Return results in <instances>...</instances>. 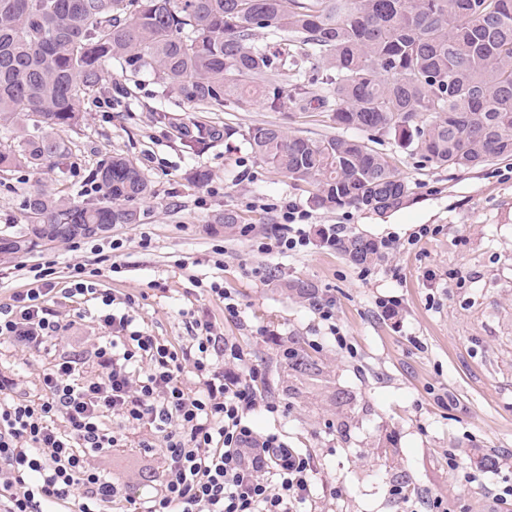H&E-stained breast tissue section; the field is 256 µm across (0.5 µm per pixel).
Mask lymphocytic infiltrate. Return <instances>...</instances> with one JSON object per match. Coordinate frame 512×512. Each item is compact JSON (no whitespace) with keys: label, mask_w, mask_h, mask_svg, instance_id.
<instances>
[{"label":"lymphocytic infiltrate","mask_w":512,"mask_h":512,"mask_svg":"<svg viewBox=\"0 0 512 512\" xmlns=\"http://www.w3.org/2000/svg\"><path fill=\"white\" fill-rule=\"evenodd\" d=\"M279 212L259 252L335 248L341 228H313L290 200ZM33 270L29 288L0 303V343L54 361L32 397L0 374V512H301L311 501L312 458L256 430L254 414L279 407L215 322L195 319L192 345L180 346L137 318V296L115 302L100 269L62 271L48 260ZM62 301L73 304L71 319L60 317ZM85 319L100 336L79 351L65 346V332ZM130 444L147 461L139 484L96 463Z\"/></svg>","instance_id":"lymphocytic-infiltrate-1"}]
</instances>
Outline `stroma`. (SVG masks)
I'll return each instance as SVG.
<instances>
[{
  "label": "stroma",
  "instance_id": "stroma-1",
  "mask_svg": "<svg viewBox=\"0 0 512 512\" xmlns=\"http://www.w3.org/2000/svg\"><path fill=\"white\" fill-rule=\"evenodd\" d=\"M105 90L90 99L78 125L63 130L71 155L55 169H22L0 180V239L27 234L25 199L42 189L78 203L97 202L83 185L101 160L119 155L135 163L154 193L138 202L134 224L70 241L44 242L30 253L0 255V302L29 282V267L48 259L60 266L92 264L99 248L119 241L120 272L102 283L116 301L139 298V315L155 335L190 345V321L207 312L234 338L249 364L262 369V390L281 411L258 413L259 430L280 432L311 454L318 472L313 512H404L389 493L402 480L420 494L441 497L448 512H512L492 502L489 488L512 483V160L471 171L420 161L383 138L413 187L398 209L378 213L314 204V189L257 160L242 135L272 123L312 140L336 134L327 112H266L256 100L203 112L145 75L113 62ZM166 120L157 123V111ZM197 121L230 125L229 144L200 155L183 151L175 128ZM205 170L204 184L192 180ZM296 201L314 224H343L348 233L393 240L370 264L368 278L338 252L315 248L288 256L254 251L237 228L218 224L224 211L251 216L255 235L277 223L274 203ZM422 224L440 226L434 238L410 244ZM149 248H141L142 236ZM223 246L222 266L213 250ZM236 294L241 318L199 293L195 280ZM296 282L336 300V324L352 352L337 348ZM397 297L401 326L382 320L376 303ZM271 326L278 342L260 337ZM294 347L312 367L284 357ZM456 451L459 468L448 466ZM494 468L469 483L464 473L485 460Z\"/></svg>",
  "mask_w": 512,
  "mask_h": 512
}]
</instances>
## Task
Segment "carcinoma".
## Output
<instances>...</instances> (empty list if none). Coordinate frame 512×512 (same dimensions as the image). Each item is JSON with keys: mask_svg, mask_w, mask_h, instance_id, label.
Returning <instances> with one entry per match:
<instances>
[{"mask_svg": "<svg viewBox=\"0 0 512 512\" xmlns=\"http://www.w3.org/2000/svg\"><path fill=\"white\" fill-rule=\"evenodd\" d=\"M260 31L273 45L257 43ZM114 60L206 109L254 97L266 112H330L336 127L365 133L310 140L261 124L243 135L264 165L314 186L322 207L383 212L410 195L372 147L385 136L456 171L512 159V0H0V132L12 135L0 137V172L63 164L70 148L56 131L78 123ZM30 116L35 134L15 135ZM236 134L198 122L179 141L199 155ZM92 179L99 204L26 197L50 240L76 238L83 224H134L152 192L121 156ZM32 246L5 239L0 253ZM336 251L357 265L377 254L357 235Z\"/></svg>", "mask_w": 512, "mask_h": 512, "instance_id": "cac0c4a2", "label": "carcinoma"}]
</instances>
